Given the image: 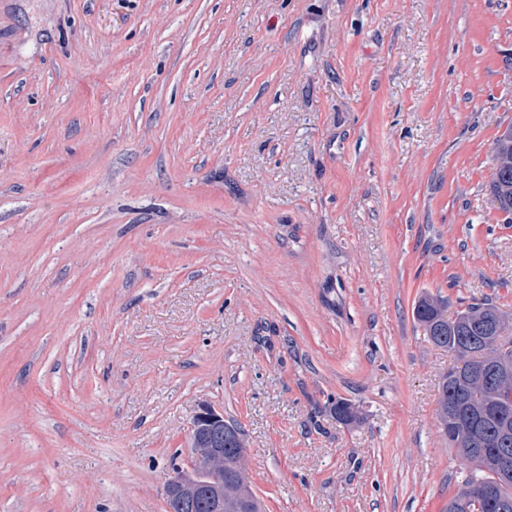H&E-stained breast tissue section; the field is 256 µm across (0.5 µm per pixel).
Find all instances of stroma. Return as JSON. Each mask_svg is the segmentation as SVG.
Wrapping results in <instances>:
<instances>
[{
	"label": "stroma",
	"mask_w": 512,
	"mask_h": 512,
	"mask_svg": "<svg viewBox=\"0 0 512 512\" xmlns=\"http://www.w3.org/2000/svg\"><path fill=\"white\" fill-rule=\"evenodd\" d=\"M510 125L512 0H0V512H166L204 403L263 512H443ZM414 318L422 329L428 341L439 348L454 354L465 366L481 365L495 354L490 350L495 347L494 336H488L485 342L487 349L481 343L485 333V325L494 323L500 336L495 351L501 359V367H511L512 370V336L505 334L507 330L506 317L492 303H471L462 310L455 311L448 317V300L442 297L426 295L421 297L414 308ZM483 351V352H482ZM481 354H477L480 353ZM477 354V356H476ZM459 373L465 374L464 365Z\"/></svg>",
	"instance_id": "obj_1"
}]
</instances>
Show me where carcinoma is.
<instances>
[{
  "instance_id": "1",
  "label": "carcinoma",
  "mask_w": 512,
  "mask_h": 512,
  "mask_svg": "<svg viewBox=\"0 0 512 512\" xmlns=\"http://www.w3.org/2000/svg\"><path fill=\"white\" fill-rule=\"evenodd\" d=\"M494 167L490 182V193L498 208L512 215V126L508 127L496 140L494 147ZM414 318L428 341L456 356L464 365H481L476 359L485 346V325H496L499 344L496 351L501 365L512 368V336L506 334V317L499 308L489 302L471 303L462 310L448 314V300L426 295L421 297L414 308ZM456 399L465 408L476 411L488 404L503 399L512 405V381L490 382L485 378L460 379L454 370H448L439 383L437 422L442 435L448 439V446L464 452L462 445L467 439V426L456 421L455 415L448 412V400ZM331 412L337 420L345 424H356L360 420L359 411L350 402L339 399L332 404ZM244 447L242 434L232 424L224 425V480H229L233 465L239 459L238 449ZM496 500L512 501V480L504 482L495 469L492 455L468 463L461 480V492L448 501V512H456L462 507L461 499L470 496L471 512H497L487 507L486 495ZM246 497L252 503L253 512H261V505L248 484L230 486L224 495V512H236L238 499Z\"/></svg>"
}]
</instances>
